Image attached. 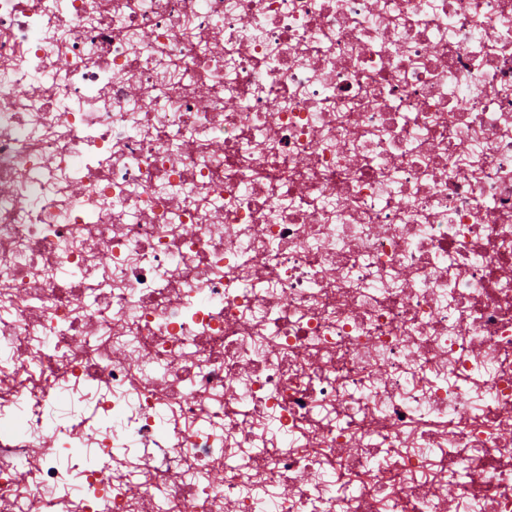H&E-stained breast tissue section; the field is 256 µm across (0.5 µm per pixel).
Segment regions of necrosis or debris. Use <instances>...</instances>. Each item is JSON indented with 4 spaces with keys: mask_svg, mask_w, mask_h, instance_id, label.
Here are the masks:
<instances>
[{
    "mask_svg": "<svg viewBox=\"0 0 512 512\" xmlns=\"http://www.w3.org/2000/svg\"><path fill=\"white\" fill-rule=\"evenodd\" d=\"M158 490L512 512V0H0V512Z\"/></svg>",
    "mask_w": 512,
    "mask_h": 512,
    "instance_id": "4bbe7bcc",
    "label": "necrosis or debris"
}]
</instances>
